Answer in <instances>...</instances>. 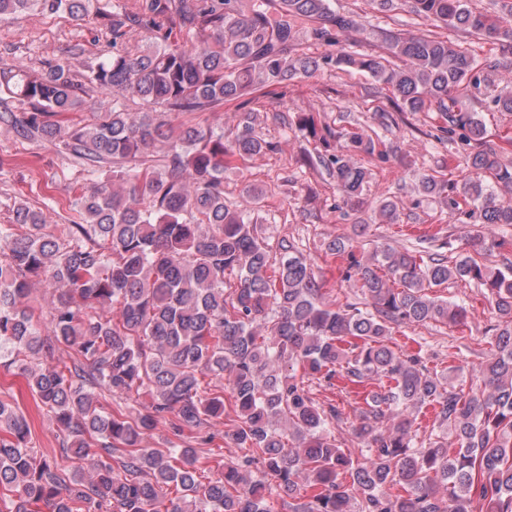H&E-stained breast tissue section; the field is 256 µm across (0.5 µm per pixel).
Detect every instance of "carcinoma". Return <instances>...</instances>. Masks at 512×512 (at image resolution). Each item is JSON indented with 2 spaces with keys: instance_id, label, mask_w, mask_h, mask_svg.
I'll return each instance as SVG.
<instances>
[{
  "instance_id": "carcinoma-1",
  "label": "carcinoma",
  "mask_w": 512,
  "mask_h": 512,
  "mask_svg": "<svg viewBox=\"0 0 512 512\" xmlns=\"http://www.w3.org/2000/svg\"><path fill=\"white\" fill-rule=\"evenodd\" d=\"M406 4L419 19L485 37L512 56V26L468 0ZM29 12L94 20L112 42V54L82 73L67 61L0 68V94L28 107L0 122L102 177L71 202L59 236L24 201L0 224V366L28 376L37 407L65 433L63 452L90 460L91 472L59 471L30 446L26 415L0 400V512H276L275 501L300 495L293 512H473L476 502L512 512V260L490 269L476 259L505 242L471 233L450 261L434 235L425 240L436 251L425 255L391 246L358 254L336 237L325 249L341 259L365 308L327 300L295 245L271 258L258 220L224 202V169L270 147L256 133L257 113H238L227 141L206 120L174 126L171 118L212 113L322 65L359 68L392 89L398 111L433 107L464 130L470 176L450 185L423 174L413 190L454 205L448 192L459 189L473 223L511 226L507 148L486 139L456 98L480 83L474 57L442 34L412 31L385 39L395 59L388 66L386 56L356 51L320 62L293 56L307 36L334 45L335 31L365 33L331 0H140L133 14L99 0H0V17ZM134 28L146 40L137 52L125 47ZM93 89L112 95V107L84 111ZM129 97L153 109L134 118ZM297 124L323 144L308 164L319 163L343 204L361 210L369 172L354 156L374 154L373 138L355 132L336 153V134L319 133L313 116ZM378 216L397 223V203L382 201ZM231 274L237 285L226 289ZM457 281L484 287L495 318L479 391L452 385L392 340L403 325L465 324V307L433 294ZM37 282L57 291L49 336L27 306ZM369 380L374 389L352 423L364 448L352 456L336 444L343 412L317 404L309 387ZM98 390L149 404L137 415L110 412ZM227 401L238 423L224 436L244 453L217 461L203 483L198 447L218 438L211 428ZM423 407L434 410L435 426L420 437L414 414ZM159 425L180 443L142 447ZM258 464L263 476L254 479Z\"/></svg>"
}]
</instances>
